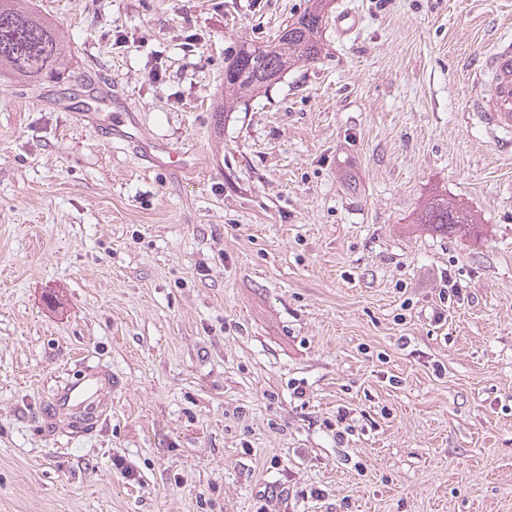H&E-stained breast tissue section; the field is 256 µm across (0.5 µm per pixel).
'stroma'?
<instances>
[{
  "instance_id": "1",
  "label": "stroma",
  "mask_w": 512,
  "mask_h": 512,
  "mask_svg": "<svg viewBox=\"0 0 512 512\" xmlns=\"http://www.w3.org/2000/svg\"><path fill=\"white\" fill-rule=\"evenodd\" d=\"M307 5L30 0L69 53L0 72V512H512V157L467 118L512 0H332L222 113L225 47ZM102 370L106 422L41 417ZM419 224H425L443 233L456 227L465 228L469 224H475L471 215L465 209L448 202V198L433 197L420 212Z\"/></svg>"
}]
</instances>
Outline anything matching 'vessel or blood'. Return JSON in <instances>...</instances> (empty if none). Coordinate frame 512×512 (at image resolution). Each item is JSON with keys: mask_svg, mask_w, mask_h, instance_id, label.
Masks as SVG:
<instances>
[{"mask_svg": "<svg viewBox=\"0 0 512 512\" xmlns=\"http://www.w3.org/2000/svg\"><path fill=\"white\" fill-rule=\"evenodd\" d=\"M475 79L479 92L470 99L468 110L488 129L496 150L512 156V47L497 45L478 61ZM112 392L106 375L74 376L55 390L48 411L52 418L99 423Z\"/></svg>", "mask_w": 512, "mask_h": 512, "instance_id": "vessel-or-blood-1", "label": "vessel or blood"}]
</instances>
